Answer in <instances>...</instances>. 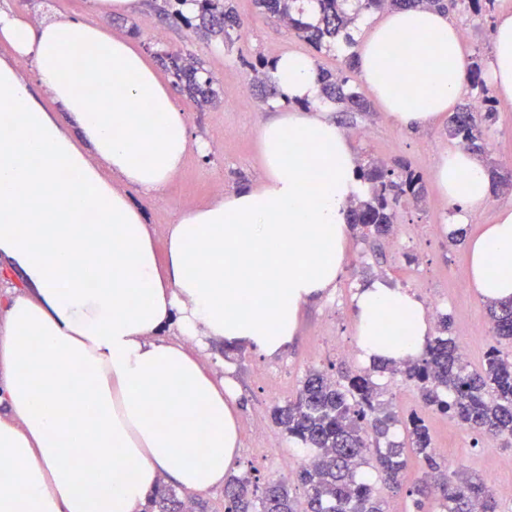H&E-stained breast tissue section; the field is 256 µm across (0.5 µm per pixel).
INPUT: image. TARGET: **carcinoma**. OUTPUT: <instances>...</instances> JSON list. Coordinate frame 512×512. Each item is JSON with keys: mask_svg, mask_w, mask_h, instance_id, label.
Listing matches in <instances>:
<instances>
[{"mask_svg": "<svg viewBox=\"0 0 512 512\" xmlns=\"http://www.w3.org/2000/svg\"><path fill=\"white\" fill-rule=\"evenodd\" d=\"M179 2L162 0L156 6L162 22L181 20L186 28L204 36H220L229 44L241 37L242 21L232 0H194L196 9L191 17L179 10ZM254 2L262 13L288 24L317 50L331 48L340 40L351 42V30L363 12L427 7L447 13L463 4L473 14L483 16L495 5V0H354L352 5L349 0H315L316 17L308 22L296 9L298 0ZM156 57L199 107L215 102L212 79L202 77V67L192 55L165 51ZM253 71L255 81L268 89L270 97H277L268 60L258 56ZM319 77L323 99L342 103L351 112L369 111L368 102L352 90L347 76L321 70ZM494 111L493 100L486 94L477 107L469 102L459 105L448 121L449 136L460 139L479 156L488 154L481 123L491 120ZM362 178L371 183L372 192L351 206L350 226L365 240L387 236L400 198H421L422 179L408 167L397 174L377 164L362 170ZM486 310L494 338L511 341L512 300L489 301ZM448 331L445 315L428 338L420 359L399 364L384 361L368 370L348 369L340 381L315 368L308 370L297 397L272 410L274 423L313 451L311 462L296 473L304 500L294 496L284 481L268 483L258 495L251 489L249 477L233 476L224 483L225 512H384L383 501L373 494L365 469L375 470L387 488L398 489L411 455L427 467L429 485L439 489L440 512H498V502L482 479L441 467L428 428L418 414H410L405 422L411 448L390 442L380 446L398 419L379 400L374 374L396 372L419 385L425 405L512 444V361L493 347L484 369L470 372ZM207 509L201 500L192 501L189 507L186 497L159 486L148 496L145 512Z\"/></svg>", "mask_w": 512, "mask_h": 512, "instance_id": "cac0c4a2", "label": "carcinoma"}]
</instances>
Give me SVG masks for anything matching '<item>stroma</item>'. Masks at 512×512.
Here are the masks:
<instances>
[{"label": "stroma", "mask_w": 512, "mask_h": 512, "mask_svg": "<svg viewBox=\"0 0 512 512\" xmlns=\"http://www.w3.org/2000/svg\"><path fill=\"white\" fill-rule=\"evenodd\" d=\"M234 6L243 29L241 39L229 50L222 40L204 39L180 24L161 23L151 0H144L136 14L100 19L114 35L132 39L148 55L172 49L195 54L217 92L214 105L200 110L185 93L175 91L176 101L187 112L192 136L207 141L209 152L202 156L189 151L162 193L132 194L160 249L179 214L206 206L219 193L253 186L262 176L259 129L277 111L272 101L258 93L245 100L237 95L238 86L250 79L256 54L270 59L288 52L314 56L318 67L334 73L347 71L353 90L364 96L370 93L356 71L346 70L336 50L314 49L276 18L260 14L253 0H234ZM506 9L512 10V0H496L493 14L483 18L462 6L450 12V20L464 33L462 48L468 60H488L496 15ZM330 115L352 135L360 161L375 160L390 168L399 161L407 163L421 176L425 194L421 201L408 199L397 208L392 238L372 242L352 234L338 287L305 308L298 335L283 353L268 358L242 348L228 354L220 341L208 342L202 350L203 366L219 376L232 375L239 388L242 447L235 472L249 476L260 487L271 480L292 481L294 467L306 458L305 449L273 423V407L296 395L309 369L337 379L345 366L361 364L354 354L352 312V297L359 284L375 278L387 280L415 291L431 317L449 315L454 338L468 351L470 368H480L495 345L512 359V344L496 343L485 302L467 286L465 246L450 241L446 231L451 213L437 189L435 168L443 154L460 145L449 137L447 119L411 133L391 125L376 102L367 112H349L343 104L334 103ZM485 138L491 159L512 165V103H497L496 118L486 127ZM378 384L396 416L404 419L415 413L425 420L446 466L482 477L494 474L490 489L498 495L499 510L512 512V494L500 491L501 486L512 485V446L504 447L497 438L423 407L417 390L400 376L379 378Z\"/></svg>", "instance_id": "stroma-1"}]
</instances>
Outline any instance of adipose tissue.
I'll list each match as a JSON object with an SVG mask.
<instances>
[{
    "label": "adipose tissue",
    "mask_w": 512,
    "mask_h": 512,
    "mask_svg": "<svg viewBox=\"0 0 512 512\" xmlns=\"http://www.w3.org/2000/svg\"><path fill=\"white\" fill-rule=\"evenodd\" d=\"M141 7L86 0L85 16L37 22L0 11L15 56L0 61V512H141L165 476L194 493L223 485L240 406L201 344L278 355L347 263L359 159L320 103L315 58L295 52L272 62L280 114L259 131L261 181L181 213L157 252L131 194L161 192L209 146L150 59L96 21ZM354 51L403 130L445 116L468 83L460 31L437 11L385 12ZM488 78L512 101L511 13L495 22ZM436 182L459 222L493 193L462 148L439 158ZM466 249L477 297H512V206ZM353 319L367 362L419 357L432 330L418 294L382 279L356 291Z\"/></svg>",
    "instance_id": "obj_1"
}]
</instances>
